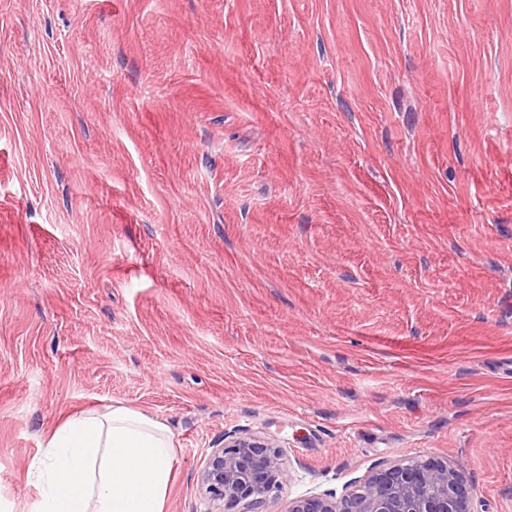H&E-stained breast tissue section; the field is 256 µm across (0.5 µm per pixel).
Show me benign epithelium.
Masks as SVG:
<instances>
[{
	"instance_id": "obj_1",
	"label": "benign epithelium",
	"mask_w": 512,
	"mask_h": 512,
	"mask_svg": "<svg viewBox=\"0 0 512 512\" xmlns=\"http://www.w3.org/2000/svg\"><path fill=\"white\" fill-rule=\"evenodd\" d=\"M290 480L273 438L224 436L200 474L205 512H253L276 503ZM283 512H475L472 495L446 458L418 456L371 469L335 493L288 501Z\"/></svg>"
}]
</instances>
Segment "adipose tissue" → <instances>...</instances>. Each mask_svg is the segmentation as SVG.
Instances as JSON below:
<instances>
[{"label": "adipose tissue", "instance_id": "obj_1", "mask_svg": "<svg viewBox=\"0 0 512 512\" xmlns=\"http://www.w3.org/2000/svg\"><path fill=\"white\" fill-rule=\"evenodd\" d=\"M174 446L157 417L122 404L65 421L33 468V512H164Z\"/></svg>", "mask_w": 512, "mask_h": 512}]
</instances>
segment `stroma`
I'll return each mask as SVG.
<instances>
[{
	"instance_id": "stroma-1",
	"label": "stroma",
	"mask_w": 512,
	"mask_h": 512,
	"mask_svg": "<svg viewBox=\"0 0 512 512\" xmlns=\"http://www.w3.org/2000/svg\"><path fill=\"white\" fill-rule=\"evenodd\" d=\"M115 403L512 512V0H0V512Z\"/></svg>"
}]
</instances>
